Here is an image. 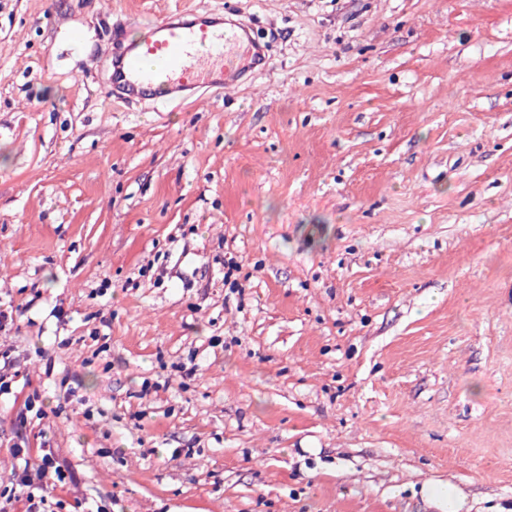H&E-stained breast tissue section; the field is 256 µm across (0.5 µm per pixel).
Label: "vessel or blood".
<instances>
[{
  "label": "vessel or blood",
  "mask_w": 512,
  "mask_h": 512,
  "mask_svg": "<svg viewBox=\"0 0 512 512\" xmlns=\"http://www.w3.org/2000/svg\"><path fill=\"white\" fill-rule=\"evenodd\" d=\"M110 84L122 101L163 99L190 104L211 90L223 89L243 63L266 66L261 46L242 27L224 24L222 11L186 16L176 13L148 24L147 33L125 41L113 30Z\"/></svg>",
  "instance_id": "vessel-or-blood-1"
}]
</instances>
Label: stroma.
Returning <instances> with one entry per match:
<instances>
[{
  "instance_id": "1",
  "label": "stroma",
  "mask_w": 512,
  "mask_h": 512,
  "mask_svg": "<svg viewBox=\"0 0 512 512\" xmlns=\"http://www.w3.org/2000/svg\"><path fill=\"white\" fill-rule=\"evenodd\" d=\"M217 8L267 68L109 96ZM0 310L1 494L36 392L55 512H512V0H0Z\"/></svg>"
}]
</instances>
